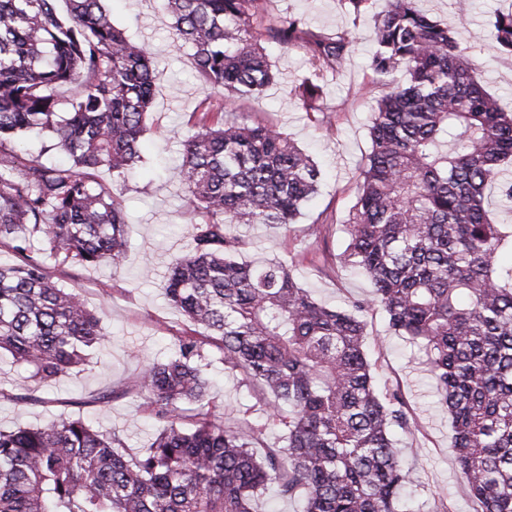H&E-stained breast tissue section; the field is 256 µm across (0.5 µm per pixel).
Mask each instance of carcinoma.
<instances>
[{"instance_id":"cac0c4a2","label":"carcinoma","mask_w":512,"mask_h":512,"mask_svg":"<svg viewBox=\"0 0 512 512\" xmlns=\"http://www.w3.org/2000/svg\"><path fill=\"white\" fill-rule=\"evenodd\" d=\"M0 0V350L29 372L16 399L86 363L107 336L80 293L52 283L45 258L117 267L127 215L96 180L124 178L159 77L152 51L129 39L101 0ZM176 40L191 48L204 89L197 131L181 142L177 176L194 224L190 249L165 276L170 305L202 331L147 362L140 390L157 424L128 456L121 436L68 415L0 429V512H254L274 486L304 512H404L412 481L392 429L411 427L398 388L379 390L364 317L427 356L448 410L463 482L481 512H512V224H495L488 186L512 201V113L477 77L450 26L419 0H338L356 22L374 18L370 152L345 224L346 266L371 294L347 308L317 302L277 260L240 261L238 224L297 223L320 172L288 134L224 110L259 102L276 73L263 43L303 50L295 87L306 113L324 112L323 80L352 50L290 16L264 23L266 0H162ZM495 50L512 57V8L495 15ZM68 87L63 98L58 89ZM63 161H22L26 139ZM265 400L256 424L209 409V350ZM270 427L281 445L257 452Z\"/></svg>"}]
</instances>
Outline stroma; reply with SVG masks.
Segmentation results:
<instances>
[{
  "label": "stroma",
  "instance_id": "1",
  "mask_svg": "<svg viewBox=\"0 0 512 512\" xmlns=\"http://www.w3.org/2000/svg\"><path fill=\"white\" fill-rule=\"evenodd\" d=\"M512 0H474L465 24H458L455 0H421L433 18L456 26L458 40L478 61L485 87L497 95L505 111H512V61L494 49V14ZM114 25L132 39L147 44L156 56L160 76L155 104L145 119L141 137L143 161L127 181L113 180L100 170L99 180L125 208L129 223V250L120 267L101 263L83 268L46 260L47 276L62 288L79 290L88 308L101 319L107 341L95 348L82 370L60 376L42 387L41 403L18 402L16 396L27 370L9 353L0 354V426H39L62 415L90 414L94 426L118 432L129 453L146 446L154 419L137 382L141 365L163 361L174 352L176 336L189 323L168 304L163 276L169 262L186 250L196 222L184 203L176 177L166 173L180 141L193 135L190 119L204 96L189 48L172 41L169 19L161 0H102ZM302 15L314 31L348 32L354 38L343 69L327 76L324 105L331 123L320 126L308 117L293 89L307 72L301 50H283L271 44L269 60L277 79L261 104H242L265 123L289 133L320 170L317 194L305 205L298 223L242 225L239 231L249 247L246 261L277 258L287 263L298 283L315 298L333 307H346L365 298L367 280L342 268L339 259L349 237L344 223L356 195L359 171L370 151L368 128L375 94L369 69L373 21L351 22L336 0H268L267 16ZM367 323V355L381 386L400 388L413 410L410 429H394L403 464L412 469V506L415 512H478L479 505L462 482L453 451V430L448 413L433 394L426 355L408 338L395 335L381 309L371 310ZM210 409L232 410L238 418L263 421L258 398L220 360L207 369ZM122 397L97 404L112 390Z\"/></svg>",
  "mask_w": 512,
  "mask_h": 512
}]
</instances>
